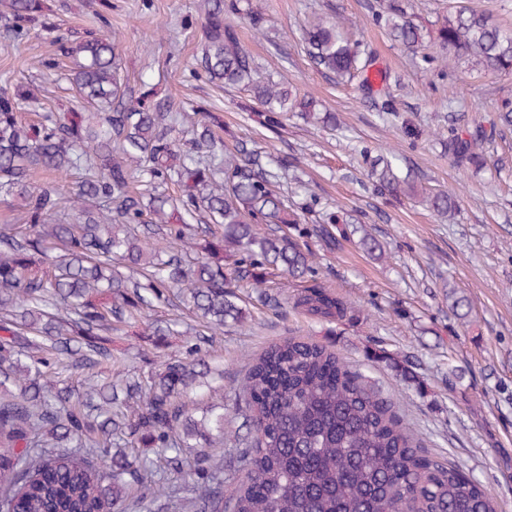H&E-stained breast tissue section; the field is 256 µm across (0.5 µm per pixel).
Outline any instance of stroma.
I'll return each instance as SVG.
<instances>
[{"mask_svg":"<svg viewBox=\"0 0 512 512\" xmlns=\"http://www.w3.org/2000/svg\"><path fill=\"white\" fill-rule=\"evenodd\" d=\"M47 2L44 24L25 39L0 30V88L23 85L35 94L20 111L24 122L78 105L67 80L72 64L60 43L91 31L111 35L132 86L145 82L180 106L211 112L227 148L244 143L274 160L294 159L304 184L289 185V196L299 203L314 197L321 206L360 216V235L382 247L368 253L354 237L329 250L311 237V225H289L291 235H308L320 277L352 306L347 317L309 316L287 288L261 303L255 289L244 287L237 294L247 319L214 334L186 309L158 303L113 339L125 370L145 376L200 346L224 369L220 388L199 405L223 407L229 452L236 436L247 433L241 385L253 360L292 339L323 345L381 386L429 456L457 465L493 496L498 512H512V134L487 149L482 168L464 172L441 139L453 114L468 127L493 128L495 100L499 92H512V74L473 78L443 70L437 28L448 0H405L423 30V50L434 58L430 64L412 58L372 20L381 0H249L271 20L263 36L254 35L246 19L227 15L262 76L312 93L340 121L330 130L290 115L275 133L249 119L247 92L199 77L204 34L200 26L183 24L197 0ZM340 15L354 21L355 38L369 46L386 84H337L312 65L304 29ZM387 97L395 114L379 110ZM408 120L421 126L418 139L404 134ZM365 146L395 153L424 186L454 190V220H442L416 200L378 194L359 155ZM453 294L463 297V307L452 309ZM167 319L179 322L184 335H155L153 324Z\"/></svg>","mask_w":512,"mask_h":512,"instance_id":"35a3bbf8","label":"stroma"}]
</instances>
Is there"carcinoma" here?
Listing matches in <instances>:
<instances>
[{
	"label": "carcinoma",
	"instance_id": "carcinoma-1",
	"mask_svg": "<svg viewBox=\"0 0 512 512\" xmlns=\"http://www.w3.org/2000/svg\"><path fill=\"white\" fill-rule=\"evenodd\" d=\"M240 2L201 0L207 79L249 88L254 116L273 131L290 112L336 127L313 95L254 78L255 60L224 15H246L261 35L268 19ZM3 6L0 21L15 38L47 11L45 0ZM373 17L394 42L422 46L421 27L394 0ZM350 28L339 17L318 20L305 30L304 49L324 74L367 83L373 56ZM438 39L455 68L512 73V30L490 11L449 7ZM62 50L73 59V89L95 111L64 121L48 112L26 124L19 110L30 93L0 89V197L17 203L16 223L0 225V512H111L127 498L165 512L171 480L194 475L201 483L187 488L181 512H497L487 490L429 458L379 389L321 345L290 340L249 367L242 390L253 445L239 455L208 451L224 440V409L193 413V394L210 375L200 347L144 378L101 376L121 366L112 331L141 316L146 291L159 301L178 291L215 331L247 317L231 292L237 282L299 288L297 302L317 318L342 317L347 307L318 280L307 245L288 236V225L315 206L277 190L283 179L301 180L298 164L285 158L272 169L256 149L227 150L216 118L202 109L133 98L109 36ZM496 112L500 131H512V96L500 97ZM485 143L477 129L448 130V154L460 167L481 163ZM363 157L380 194L417 197L454 217L453 193L418 185L369 148ZM81 170L73 194L60 198L55 178ZM315 223L313 235L336 247L328 228L340 223L336 212L318 211ZM243 464L246 482L224 484L221 474Z\"/></svg>",
	"mask_w": 512,
	"mask_h": 512
}]
</instances>
